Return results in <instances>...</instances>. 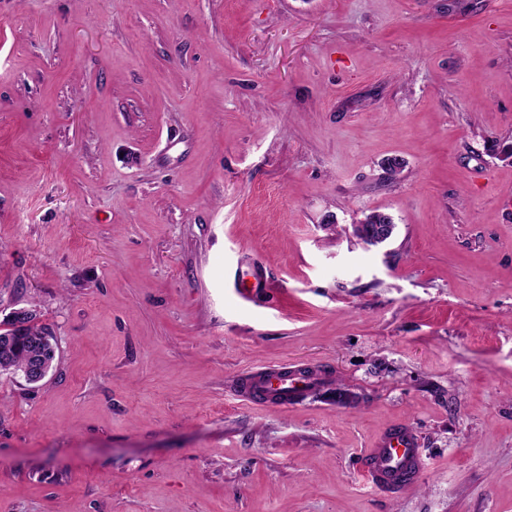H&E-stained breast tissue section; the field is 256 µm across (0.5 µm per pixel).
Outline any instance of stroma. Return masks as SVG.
<instances>
[{"label":"stroma","instance_id":"1","mask_svg":"<svg viewBox=\"0 0 512 512\" xmlns=\"http://www.w3.org/2000/svg\"><path fill=\"white\" fill-rule=\"evenodd\" d=\"M510 143L512 0H0V512H512ZM30 315V309L21 307L12 309L0 321V332L8 327V324L19 325ZM37 312L28 318L26 325L16 329L10 340L0 337V372H7L17 376L24 377L27 366L31 362L32 355L43 356L53 366L55 360V347L52 343L53 334L50 328L37 320ZM10 341V345H9ZM39 341L40 345L35 346L34 342ZM6 346H8L7 349ZM316 369L304 366H282L258 369L244 374L236 394L244 401L288 407L321 384ZM424 469L416 434L399 427L382 436L370 448L363 464V478L380 490L411 485Z\"/></svg>","mask_w":512,"mask_h":512}]
</instances>
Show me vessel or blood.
Returning a JSON list of instances; mask_svg holds the SVG:
<instances>
[{
	"label": "vessel or blood",
	"instance_id": "b4317fda",
	"mask_svg": "<svg viewBox=\"0 0 512 512\" xmlns=\"http://www.w3.org/2000/svg\"><path fill=\"white\" fill-rule=\"evenodd\" d=\"M320 383L316 369L289 365L244 374L236 393L248 402L288 407ZM423 468L416 434L410 428L399 427L382 436L369 450L362 472L364 480L373 487L391 490L411 485Z\"/></svg>",
	"mask_w": 512,
	"mask_h": 512
}]
</instances>
